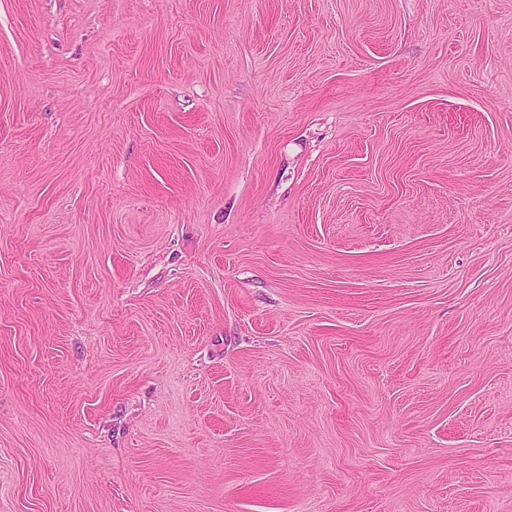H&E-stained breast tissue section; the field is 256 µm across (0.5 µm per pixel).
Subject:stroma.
Wrapping results in <instances>:
<instances>
[{"instance_id":"stroma-1","label":"stroma","mask_w":512,"mask_h":512,"mask_svg":"<svg viewBox=\"0 0 512 512\" xmlns=\"http://www.w3.org/2000/svg\"><path fill=\"white\" fill-rule=\"evenodd\" d=\"M0 512H512V0H0Z\"/></svg>"}]
</instances>
